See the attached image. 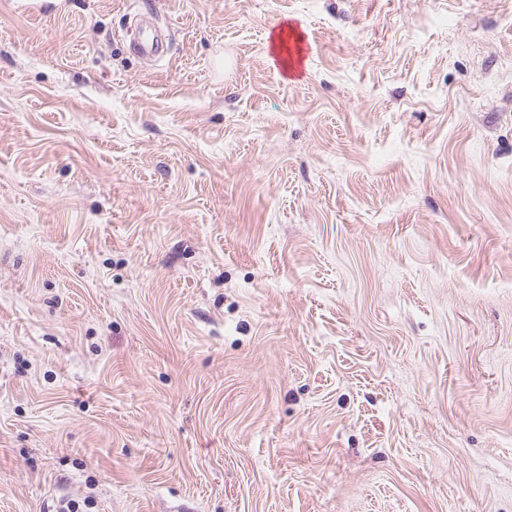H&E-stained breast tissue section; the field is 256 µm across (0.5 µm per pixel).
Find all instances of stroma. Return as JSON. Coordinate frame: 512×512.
<instances>
[{"label": "stroma", "mask_w": 512, "mask_h": 512, "mask_svg": "<svg viewBox=\"0 0 512 512\" xmlns=\"http://www.w3.org/2000/svg\"><path fill=\"white\" fill-rule=\"evenodd\" d=\"M70 502L512 512V0H0V512Z\"/></svg>", "instance_id": "stroma-1"}]
</instances>
